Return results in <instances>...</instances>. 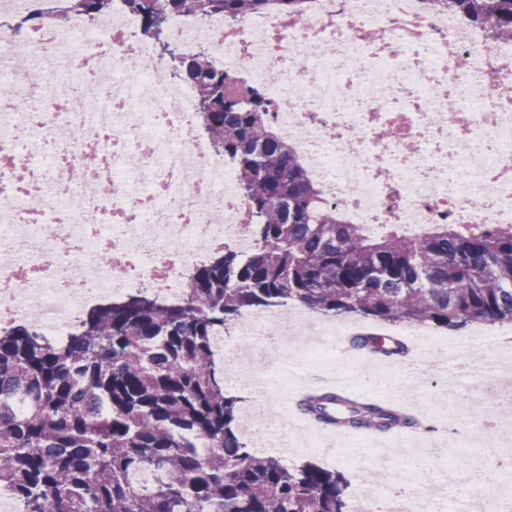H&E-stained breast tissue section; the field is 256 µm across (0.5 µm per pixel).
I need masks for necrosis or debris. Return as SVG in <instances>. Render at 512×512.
I'll return each instance as SVG.
<instances>
[{"label":"necrosis or debris","mask_w":512,"mask_h":512,"mask_svg":"<svg viewBox=\"0 0 512 512\" xmlns=\"http://www.w3.org/2000/svg\"><path fill=\"white\" fill-rule=\"evenodd\" d=\"M139 17L113 0L111 18L73 16L23 39L0 29V329L35 320L65 338L86 311L142 287L176 299L204 253L254 245L232 165L197 132L195 90L166 79ZM169 36L206 47L230 75L264 85L272 123L308 165L324 202L377 235L418 236L433 224H512V43L422 0H310L296 16L173 17ZM278 80H270V73ZM123 83L125 96L111 88ZM25 100L27 111L14 108ZM125 132L111 136L112 128ZM239 346L299 336L297 319L259 311ZM492 341L461 365L499 393ZM352 512H436L424 488L380 484Z\"/></svg>","instance_id":"1"}]
</instances>
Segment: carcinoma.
<instances>
[{"label": "carcinoma", "mask_w": 512, "mask_h": 512, "mask_svg": "<svg viewBox=\"0 0 512 512\" xmlns=\"http://www.w3.org/2000/svg\"><path fill=\"white\" fill-rule=\"evenodd\" d=\"M15 34L77 13L93 20L112 0H30ZM140 35L196 91L213 151L229 160L255 247L193 265L178 301L147 290L92 309L64 342L34 323L0 330V493L23 512H351L348 482L312 463L289 468L239 438V399L226 393L213 337L245 310L298 303L338 319L461 331L512 323V224H434L415 238L379 236L326 206L294 144L272 124L264 89L229 76L204 49L180 52L176 15L235 21L303 11L308 0H125ZM512 35V0H422ZM353 348L392 357L405 343L372 333ZM300 414L352 434L420 425L413 415L335 392L306 395ZM156 480L135 489L131 475Z\"/></svg>", "instance_id": "1"}]
</instances>
